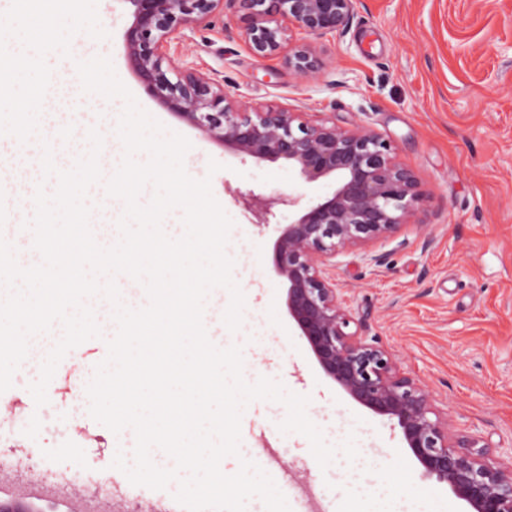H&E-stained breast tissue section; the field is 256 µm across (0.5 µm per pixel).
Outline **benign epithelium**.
I'll return each instance as SVG.
<instances>
[{"instance_id": "7a95c632", "label": "benign epithelium", "mask_w": 512, "mask_h": 512, "mask_svg": "<svg viewBox=\"0 0 512 512\" xmlns=\"http://www.w3.org/2000/svg\"><path fill=\"white\" fill-rule=\"evenodd\" d=\"M133 22L125 48L137 60L138 81L172 114L212 133L234 155L284 161L307 183L336 179L333 192L313 201L284 225L273 246V272L287 285L286 307L324 374L355 402L395 422L424 472L448 485L471 512H512V466L493 462L480 439L448 431L430 391L394 356L360 334L336 280V256L364 250L381 266L375 248L419 210L423 193L394 145L370 130L345 129L328 118L305 121L288 106L249 109L210 76L180 64L171 46L190 26H207L226 7L243 10L240 29L258 60L280 57L297 74L317 73L316 47L290 46L292 30L315 38L344 32L354 0H126ZM236 200L258 224L279 206L296 207L291 194L238 192ZM356 330L349 331L350 325Z\"/></svg>"}]
</instances>
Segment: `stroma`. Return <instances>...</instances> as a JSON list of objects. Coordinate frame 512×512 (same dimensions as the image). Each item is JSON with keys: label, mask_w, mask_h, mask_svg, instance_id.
<instances>
[{"label": "stroma", "mask_w": 512, "mask_h": 512, "mask_svg": "<svg viewBox=\"0 0 512 512\" xmlns=\"http://www.w3.org/2000/svg\"><path fill=\"white\" fill-rule=\"evenodd\" d=\"M104 57L139 106L192 144L188 174L210 178L234 225L226 252L245 291L240 331L225 345L243 348L244 378L264 376L308 397L306 412L327 443L354 436L355 465L338 457L320 468L309 441L281 433L284 405L256 400L241 419L240 458L257 463L292 504V512H466L446 484L423 478L397 427L345 395L318 366L286 308V287L272 271L279 225L298 209L281 208L273 224L251 223L235 201L240 190L293 193L309 201L333 182H303L284 162L225 152L203 130L179 119L138 82L124 47L133 21L126 0H97ZM234 11L211 26L190 27L178 60L231 86L247 105L290 106L309 119L366 128L391 141L421 182L424 201L373 267L361 253L336 259V279L363 318V333L391 352L432 393L456 437L480 435L494 462L512 464V0H356L339 35L317 39L322 70L298 78L282 60L257 61L239 39ZM221 169L209 173L210 162ZM108 353L105 338L72 349L57 367L47 405L28 386L40 373L32 357L0 393V477L13 483L65 478L94 485L110 512H151L171 490L127 484L111 470L114 434L88 413L82 389ZM367 492L345 496L350 475Z\"/></svg>", "instance_id": "35a3bbf8"}]
</instances>
